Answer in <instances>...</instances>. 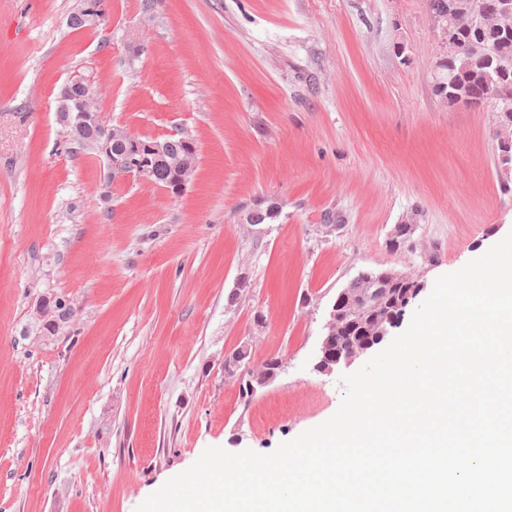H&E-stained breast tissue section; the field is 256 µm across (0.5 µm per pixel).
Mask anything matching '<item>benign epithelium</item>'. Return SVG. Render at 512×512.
I'll return each mask as SVG.
<instances>
[{
	"instance_id": "benign-epithelium-1",
	"label": "benign epithelium",
	"mask_w": 512,
	"mask_h": 512,
	"mask_svg": "<svg viewBox=\"0 0 512 512\" xmlns=\"http://www.w3.org/2000/svg\"><path fill=\"white\" fill-rule=\"evenodd\" d=\"M439 23L443 44L446 48V58H456L461 54L462 48L457 33L463 28L475 32V45L486 60L492 63L497 74H504L511 62L502 61V58L493 53L495 44L486 41L489 31H499L501 35H512V25L508 19L512 17V0H502L501 5L490 13L486 10L482 0H443L437 10L429 11ZM77 98L79 112L71 114L56 106L59 123L66 131L67 141L77 146L79 150H94L103 155L112 170V178L134 177L141 182L153 183L151 179L150 164L154 158L164 152L166 140L154 138L144 142L137 136L123 131L120 128H111L105 124L102 115L95 107L97 91L92 89L90 81L84 78L68 80L57 101L65 98ZM83 124L89 128V134L77 139L73 135V125ZM410 275L394 270H383L368 279L366 287L357 295L350 298L343 291L336 296L328 317L324 323V331L320 339L315 357L314 369L320 373L329 374L341 365L348 366L356 359L370 353L373 345L358 343L343 352L334 347V334L344 310L359 317L373 311L387 296L388 288L397 281L407 280ZM282 367L269 371L262 377L250 373L245 369L236 376L239 390L246 395H253L257 388L264 387L272 382Z\"/></svg>"
}]
</instances>
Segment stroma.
<instances>
[{
    "instance_id": "35a3bbf8",
    "label": "stroma",
    "mask_w": 512,
    "mask_h": 512,
    "mask_svg": "<svg viewBox=\"0 0 512 512\" xmlns=\"http://www.w3.org/2000/svg\"><path fill=\"white\" fill-rule=\"evenodd\" d=\"M84 5L0 0V512H136L206 448L273 452L363 365L313 369L360 270L429 293L512 232L497 106L438 96L426 0H103L73 27ZM76 73L108 126L195 141L181 194L69 150ZM245 341L284 362L247 401L224 377Z\"/></svg>"
}]
</instances>
